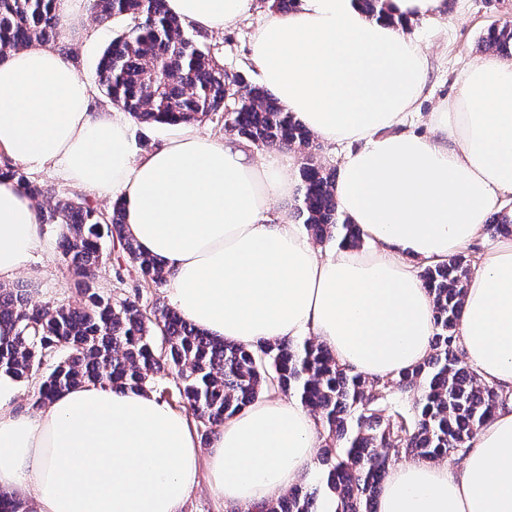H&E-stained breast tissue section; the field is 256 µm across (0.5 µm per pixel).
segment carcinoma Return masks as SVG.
<instances>
[{"label":"carcinoma","instance_id":"cac0c4a2","mask_svg":"<svg viewBox=\"0 0 512 512\" xmlns=\"http://www.w3.org/2000/svg\"><path fill=\"white\" fill-rule=\"evenodd\" d=\"M59 3L0 0V59L31 45L63 47ZM88 9L100 23L129 20L97 66L99 85L113 105L137 121L163 125L222 112L224 131L251 146L300 151L295 220L321 244L337 238L341 247L361 246L359 229L337 207L336 172L310 152L311 132L265 88L217 65L185 35L166 0H88ZM486 48L512 56V27L491 28ZM6 175L31 197L45 195L21 170ZM39 220L64 228L59 248L80 299L74 305H31L24 286L0 285V373L28 387L34 409L85 381L145 390L170 376L169 404L191 410L205 445L225 419L261 395L298 398L317 422L323 482H301L278 501L248 512H377L389 455L462 456L477 430L512 399L463 361L459 315L475 249L423 267L420 277L433 296L431 352L422 364L384 381L338 363L322 343L284 339L249 347L209 336L165 304H141L143 291L169 274L139 252L121 202L102 211L76 194L40 210ZM485 232L512 237V210L494 213ZM105 237L137 266L141 284L130 297L114 299L97 288ZM396 390L414 393L411 407L394 401ZM0 512L28 510L0 489Z\"/></svg>","mask_w":512,"mask_h":512}]
</instances>
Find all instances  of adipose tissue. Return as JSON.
I'll return each mask as SVG.
<instances>
[{
  "label": "adipose tissue",
  "mask_w": 512,
  "mask_h": 512,
  "mask_svg": "<svg viewBox=\"0 0 512 512\" xmlns=\"http://www.w3.org/2000/svg\"><path fill=\"white\" fill-rule=\"evenodd\" d=\"M299 0L270 15L251 45L263 83L322 141L347 146L339 210L363 248L316 247L272 203L298 182L294 155L254 157L190 123L156 150L132 152L126 112L96 109L87 84L51 47L0 62V155L61 167L97 197L121 195L129 235L171 274L179 313L244 345L315 336L337 361L392 379L430 352L433 301L419 268L478 239L492 206L512 195V61L465 70L416 133L428 58L407 32L448 12V0ZM189 26L221 32L257 0H167ZM37 205L0 178V283L42 251ZM460 343L479 378L512 390V238L480 255L466 287ZM0 375V487L32 496L34 512H186L208 482L243 508L279 499L315 466L320 443L295 399L262 397L226 419L201 450L189 416L160 396L87 382L19 414ZM377 512H512V401L477 432L459 466L416 459L392 467Z\"/></svg>",
  "instance_id": "obj_1"
}]
</instances>
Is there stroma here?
Instances as JSON below:
<instances>
[{"instance_id":"obj_1","label":"stroma","mask_w":512,"mask_h":512,"mask_svg":"<svg viewBox=\"0 0 512 512\" xmlns=\"http://www.w3.org/2000/svg\"><path fill=\"white\" fill-rule=\"evenodd\" d=\"M269 9L260 5L258 11L237 22L221 33H205L186 28L187 36L209 49L214 60L228 72H240L251 81H259L260 71L252 58L251 43L255 30L263 23ZM512 23V0H449L448 13L443 18L419 20L408 29L419 42L429 59L430 95L423 99L418 110L421 121L415 128L427 133L424 120L426 114L434 111L445 98L456 95L460 90L459 77L472 63L483 59L485 51L480 46L481 38L490 26ZM125 23L115 20L107 24L97 23L92 16H85L79 29L66 33L64 42L75 56L74 69L78 76L95 92L97 102L105 97L97 90L96 69L100 56L112 39L122 32ZM62 228L48 224L43 228L44 248L51 255L48 264L35 263L29 272L22 274V281L31 283L32 302L54 305L74 301L76 295L70 288L71 279L67 265L57 247ZM106 273L99 286L103 291L123 289L132 294L137 288L139 277L134 265L121 248L110 240H103ZM121 267L122 279H115L113 267Z\"/></svg>"}]
</instances>
